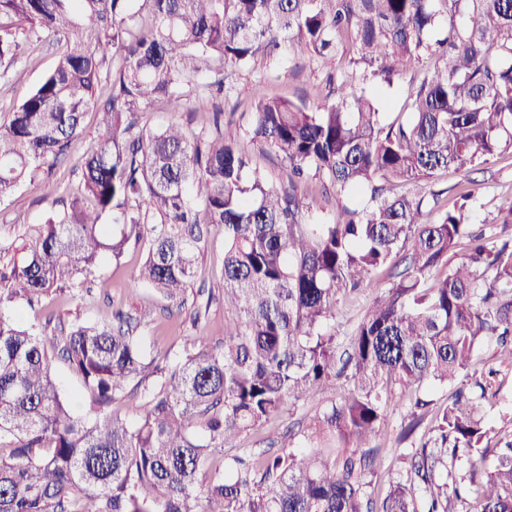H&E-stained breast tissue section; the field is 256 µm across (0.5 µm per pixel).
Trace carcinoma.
<instances>
[{
    "instance_id": "cac0c4a2",
    "label": "carcinoma",
    "mask_w": 512,
    "mask_h": 512,
    "mask_svg": "<svg viewBox=\"0 0 512 512\" xmlns=\"http://www.w3.org/2000/svg\"><path fill=\"white\" fill-rule=\"evenodd\" d=\"M0 0V67L29 44L64 51L0 124V201L55 167L100 115L80 156L86 203L48 211L21 259L0 268V512H512V434L494 447L480 410L498 370L431 413L432 437L410 471L376 496L384 409L410 404L400 440L421 427L428 388L444 389L495 341L512 368V236L488 246L465 205L421 222L424 197L403 189L440 170L512 154V0ZM351 51L363 78L386 83L438 55L384 121L364 91L316 107L257 95L250 125L224 136L221 117L146 133L138 112L176 103L193 78L220 95L224 68L286 49ZM206 68H201L202 63ZM109 88L99 99L100 85ZM288 166L269 185L244 142ZM366 196L326 224H307L297 181ZM512 224V194L498 205ZM224 234V345L190 336L173 362L150 356L139 329L153 311L117 310L49 333L1 309L56 290L90 291L105 257L145 247L136 279L165 310L181 308L196 263ZM467 239L469 253L452 262ZM376 293L344 349L328 325L341 297ZM66 363L98 409L76 416L51 371ZM334 399L298 434L257 454H211L258 432L300 400ZM135 393L130 420L112 403Z\"/></svg>"
}]
</instances>
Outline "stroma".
Here are the masks:
<instances>
[{"label": "stroma", "instance_id": "35a3bbf8", "mask_svg": "<svg viewBox=\"0 0 512 512\" xmlns=\"http://www.w3.org/2000/svg\"><path fill=\"white\" fill-rule=\"evenodd\" d=\"M55 47L44 45L27 49L22 62L11 68L7 80L0 81V120L13 106L26 99L55 60ZM435 60L425 57L407 66L401 80L394 86L374 83L372 93L380 103V110L387 120H394L405 109V100L411 85L420 83ZM358 87L362 81L358 71L352 70L345 56L332 59H314L309 54L288 50L285 59L257 58L250 66L228 70L224 73L225 133H237L244 128L254 110L256 94L270 98H284L305 102L314 106L332 97L330 77ZM213 101L208 97L188 96L181 105L167 101L156 102L140 115V124L154 131L166 126L172 119L201 125L212 118ZM53 181L70 191L79 187V173L73 161H66L52 171H37L31 179L20 185L15 194L0 203V244L31 240L38 236L47 208L42 199L41 184ZM414 192L428 196L437 195V203H426L424 221H437L443 209L453 206L459 194L472 192L473 198L466 206L471 224L492 226L497 222V206L502 195L512 192V157L504 155L489 164L459 172H439L430 179L422 180L413 187ZM144 257L142 248L127 251L121 262L104 259L88 293L74 295L57 292L50 295L41 310L23 309L26 322L42 320L46 313H54L64 323L76 320H100L110 317L113 307L122 305L129 309L154 308L158 302L153 293L143 288L135 278V271ZM224 237L215 235L212 244L199 261L197 274L185 295L184 305L171 318L158 317L143 332L148 351L175 356L186 337L194 335L190 314L207 300L208 288L216 287L223 274ZM498 382L497 396L484 401L481 414L488 427L507 434L512 432V369L503 368ZM406 410L400 403H391L387 410L384 441L388 448L387 459L379 481L380 491H387L390 484L403 476L407 468L406 457L411 454L410 443H397L396 438L404 424Z\"/></svg>", "mask_w": 512, "mask_h": 512}]
</instances>
